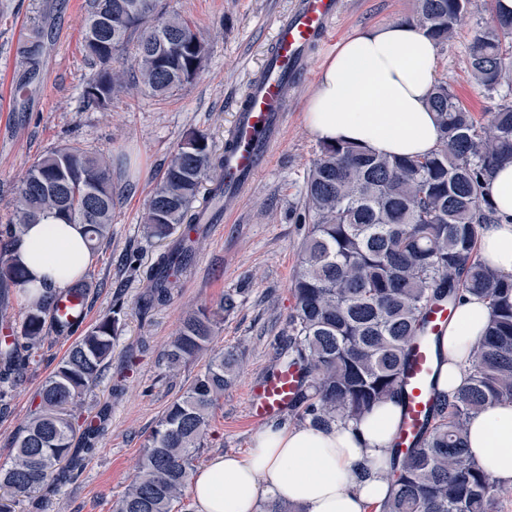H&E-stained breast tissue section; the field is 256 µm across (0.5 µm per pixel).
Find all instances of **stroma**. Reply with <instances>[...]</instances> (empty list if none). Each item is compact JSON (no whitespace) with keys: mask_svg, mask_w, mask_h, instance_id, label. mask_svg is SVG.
I'll list each match as a JSON object with an SVG mask.
<instances>
[{"mask_svg":"<svg viewBox=\"0 0 512 512\" xmlns=\"http://www.w3.org/2000/svg\"><path fill=\"white\" fill-rule=\"evenodd\" d=\"M291 5L292 0H162L166 12L190 19L208 38L201 73L172 96L133 91L102 112L81 98L95 71L82 47L91 0H0V223L13 211L21 177L53 148L76 144L111 158L112 238L86 271L90 291L81 330L111 312L115 300L124 306L109 363L76 413L80 428L93 422L101 428L94 452L76 478L17 500L14 512H112L157 420L185 381L205 367L199 360L171 375L165 360L171 339L188 312L216 308L227 294L235 307L225 313L213 347L236 352L241 367L212 412L202 459L246 454L265 426H298L293 416L268 424L252 421L247 394L254 382L278 369L291 332L290 281L305 231L296 216L304 210L305 179L320 147L305 112L333 47L314 56L288 106L271 160L254 177L238 212L224 222L201 225L195 260L179 275L168 303L145 315L136 305L158 256L186 231L176 226L167 240L146 234L141 216L154 178L190 131L207 134L216 153H223L235 102L260 69L275 23ZM488 7L487 0H475L467 24L439 45L435 60L437 78L448 81L479 119L491 101L471 81L468 57ZM416 16V0H343L334 41L343 43L369 24ZM34 28L44 33L42 65L37 82L21 90L19 49ZM73 341L48 330L34 362L0 397V465L10 462L12 441L35 408L39 387Z\"/></svg>","mask_w":512,"mask_h":512,"instance_id":"stroma-1","label":"stroma"}]
</instances>
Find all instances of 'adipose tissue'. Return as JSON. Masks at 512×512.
<instances>
[{
  "label": "adipose tissue",
  "instance_id": "obj_1",
  "mask_svg": "<svg viewBox=\"0 0 512 512\" xmlns=\"http://www.w3.org/2000/svg\"><path fill=\"white\" fill-rule=\"evenodd\" d=\"M437 46L417 23L368 25L345 40L321 69L306 122L318 139L357 144L397 156H420L439 143L428 105ZM504 221L483 225L479 253L500 274L512 273V162L485 185ZM17 257L31 291L64 288L92 261L82 225L54 218L28 225ZM492 317L487 300L466 295L444 332L440 385L456 395L467 379L471 351ZM398 407L388 401L360 420L316 429L269 427L242 456L218 454L191 476L196 512H261L262 500L299 512H368L388 498L390 442ZM468 452L474 463L512 487V404L471 415Z\"/></svg>",
  "mask_w": 512,
  "mask_h": 512
}]
</instances>
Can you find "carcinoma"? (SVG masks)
<instances>
[{
    "label": "carcinoma",
    "instance_id": "obj_1",
    "mask_svg": "<svg viewBox=\"0 0 512 512\" xmlns=\"http://www.w3.org/2000/svg\"><path fill=\"white\" fill-rule=\"evenodd\" d=\"M473 0H418L417 22L438 43L452 40L472 13ZM44 43L33 29L21 49L38 75ZM85 54L97 67L84 103L101 112L136 88L167 97L193 83L209 55L197 26L163 11L160 0H93L83 34ZM469 70L488 96H501L477 120L445 81L434 83L428 104L436 112L440 143L420 157L395 156L338 142L321 143L305 182L309 228L290 290L292 335L283 367L300 382L289 412L315 428L358 419L388 399L405 407L404 373L411 343L428 326V308L455 311L464 294L487 299L492 320L472 349L466 384L454 398L432 381L434 404L427 429L412 447L391 442L393 492L371 512H496L502 489L466 452L469 417L493 404H512V274L492 272L477 253L481 225L500 218L483 194L497 165L512 161V9L491 0L489 17L476 28ZM215 176L224 189V156L208 136L188 133L155 181L142 215L147 232L167 238L174 226L194 220L202 182ZM115 192L103 154L72 144L43 155L20 180L12 217L0 224V286L26 294L29 274L15 258L25 225L48 216L84 226L91 249L108 243ZM191 248L175 242L148 276L139 308L170 300L175 274L191 264ZM84 298L79 280L67 288L44 286L27 299L18 336L0 344V386H13L41 348L46 323L60 334L76 323L54 322L60 297ZM235 307L227 295L219 310L188 315L167 351L169 371L208 355L157 421L135 474L113 512H172L188 487L205 445L212 409L233 383L238 355L209 352L217 323ZM121 308L100 318L68 349L46 377L38 404L14 439L11 465L0 468V489L13 499L70 479L94 451L96 432L75 446L73 419L82 395L101 375L112 353Z\"/></svg>",
    "mask_w": 512,
    "mask_h": 512
}]
</instances>
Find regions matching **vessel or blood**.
Listing matches in <instances>:
<instances>
[{"label":"vessel or blood","instance_id":"b4317fda","mask_svg":"<svg viewBox=\"0 0 512 512\" xmlns=\"http://www.w3.org/2000/svg\"><path fill=\"white\" fill-rule=\"evenodd\" d=\"M340 8L341 0H295L288 13L279 18L271 50L236 103L235 120L224 142L225 212L239 207L249 182L268 164L288 102L309 69L314 52L329 44ZM448 314L447 307L432 306L427 336L412 343L411 365L406 372L408 399L398 434L400 448H409L424 426L434 367L430 337L444 330ZM298 383L299 373L291 367L252 384L248 391L249 417L264 421L283 416Z\"/></svg>","mask_w":512,"mask_h":512}]
</instances>
